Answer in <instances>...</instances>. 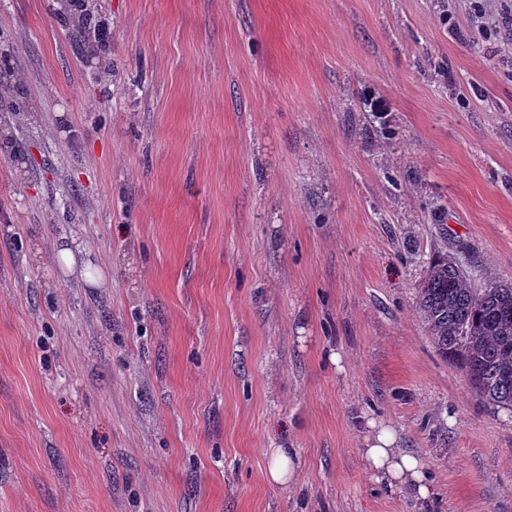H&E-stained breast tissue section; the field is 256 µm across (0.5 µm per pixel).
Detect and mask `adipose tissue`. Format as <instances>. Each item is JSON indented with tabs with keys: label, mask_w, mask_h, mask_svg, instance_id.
I'll use <instances>...</instances> for the list:
<instances>
[{
	"label": "adipose tissue",
	"mask_w": 512,
	"mask_h": 512,
	"mask_svg": "<svg viewBox=\"0 0 512 512\" xmlns=\"http://www.w3.org/2000/svg\"><path fill=\"white\" fill-rule=\"evenodd\" d=\"M395 433L387 428L377 431L363 451L366 467L388 491H400L418 500H428L432 489L421 461L396 447Z\"/></svg>",
	"instance_id": "1"
}]
</instances>
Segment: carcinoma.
I'll return each instance as SVG.
<instances>
[{"mask_svg":"<svg viewBox=\"0 0 512 512\" xmlns=\"http://www.w3.org/2000/svg\"><path fill=\"white\" fill-rule=\"evenodd\" d=\"M416 307L439 352L461 362L470 388L512 413V282L475 287L455 260L430 262Z\"/></svg>","mask_w":512,"mask_h":512,"instance_id":"obj_1","label":"carcinoma"}]
</instances>
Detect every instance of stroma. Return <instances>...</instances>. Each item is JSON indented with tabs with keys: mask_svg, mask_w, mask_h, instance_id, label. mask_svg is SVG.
<instances>
[{
	"mask_svg": "<svg viewBox=\"0 0 512 512\" xmlns=\"http://www.w3.org/2000/svg\"><path fill=\"white\" fill-rule=\"evenodd\" d=\"M62 4L0 0V512H421L372 422L432 512H512V413L416 308L436 253L512 281L469 0H89L98 43ZM396 442L392 430L379 429L367 440V448H364L366 467L375 473L376 480L382 482L389 492L398 490L415 499L427 501L432 494L428 474L416 456L394 448ZM299 466L300 461L293 448H271L266 479L272 484H286L294 477Z\"/></svg>",
	"mask_w": 512,
	"mask_h": 512,
	"instance_id": "35a3bbf8",
	"label": "stroma"
}]
</instances>
